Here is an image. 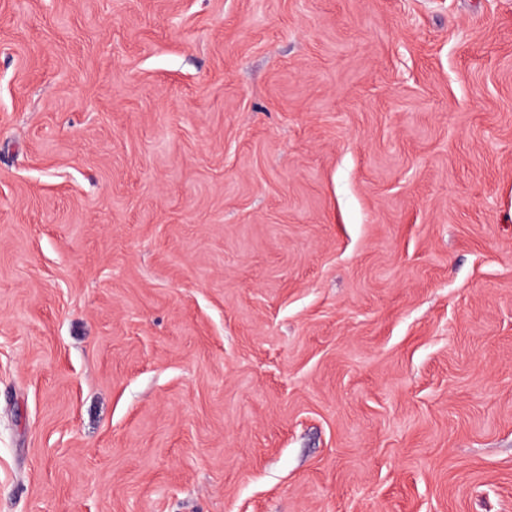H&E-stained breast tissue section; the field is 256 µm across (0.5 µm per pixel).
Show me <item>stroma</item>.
I'll use <instances>...</instances> for the list:
<instances>
[{
  "label": "stroma",
  "instance_id": "obj_1",
  "mask_svg": "<svg viewBox=\"0 0 512 512\" xmlns=\"http://www.w3.org/2000/svg\"><path fill=\"white\" fill-rule=\"evenodd\" d=\"M0 512H512V0H0Z\"/></svg>",
  "mask_w": 512,
  "mask_h": 512
}]
</instances>
